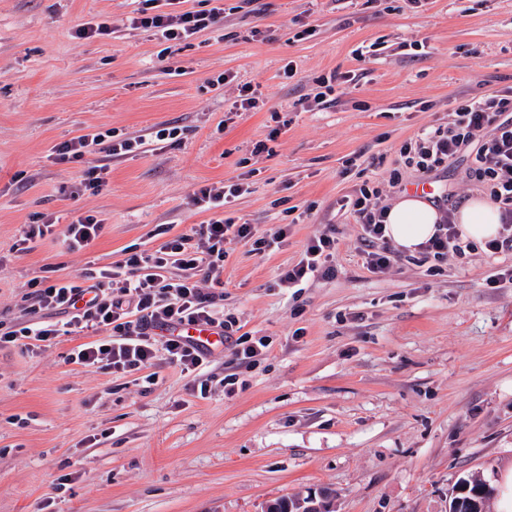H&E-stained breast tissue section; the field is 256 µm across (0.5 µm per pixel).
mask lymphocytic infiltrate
I'll use <instances>...</instances> for the list:
<instances>
[{"label":"lymphocytic infiltrate","instance_id":"obj_1","mask_svg":"<svg viewBox=\"0 0 512 512\" xmlns=\"http://www.w3.org/2000/svg\"><path fill=\"white\" fill-rule=\"evenodd\" d=\"M185 0H139L127 19L132 29L151 33L167 42H184L216 26L224 9L214 6L194 10ZM450 122L424 132L404 143L399 154L405 167L419 179L447 164L468 146H476L474 172L486 195L501 211V231L487 241L489 255L512 253V86L486 100L463 101L451 112ZM140 138H120L112 130L92 131L52 149L55 162L85 165L83 185L98 190L105 186V167L87 166L89 156L104 153L122 156L140 152ZM244 182H218L201 186L192 196L193 205L209 215L192 233L175 236L155 250L134 251L118 262L87 273V282L70 279L34 281L28 297L29 320L0 329V348L19 344L45 343L56 339L60 330L53 317L65 315L68 328L94 333L95 341L77 346L70 362L86 367L102 365L113 372H129L151 366L158 356L181 371L193 373L206 365L210 348L191 337L177 335L183 325H206L224 336H235L233 319L216 308L215 294L205 283L221 284L228 243L250 244L265 252L283 245L288 225L261 233L254 225L238 224L226 218L224 208L232 199L247 193ZM380 190L361 185L346 200L350 214L363 230L367 269L386 273L394 253L385 236L386 209L379 204ZM470 249L455 223L453 211H445L436 231L421 248L425 258L441 262L448 256L466 257ZM336 238L323 233L306 244L303 258L282 272L280 288H297L310 279H331L337 273L334 262Z\"/></svg>","mask_w":512,"mask_h":512}]
</instances>
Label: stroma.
I'll return each mask as SVG.
<instances>
[{
	"instance_id": "stroma-1",
	"label": "stroma",
	"mask_w": 512,
	"mask_h": 512,
	"mask_svg": "<svg viewBox=\"0 0 512 512\" xmlns=\"http://www.w3.org/2000/svg\"><path fill=\"white\" fill-rule=\"evenodd\" d=\"M135 7L0 0V322L23 319L32 279L78 281L157 247L158 229L190 233L205 219L194 191L245 180L227 216L289 225L288 241L228 244L213 291L270 346L246 369L226 342L199 375L162 360L130 373L69 363L86 331L0 350V512H262L324 490L333 512H448L460 479L496 486L512 466V281L489 278L512 255L478 248L436 268L401 251L374 274L341 204L387 186L402 143L456 103L512 86V0H224L223 23L170 45L125 27ZM101 17L111 37L75 38ZM246 83L257 107L225 122ZM170 121L182 140H152ZM107 128L150 142L92 156L108 168L92 192L81 166L49 153ZM474 156L431 175L439 208L483 195ZM84 212L102 233L68 251L61 230ZM46 215L58 234L17 250ZM331 229L336 277L275 287Z\"/></svg>"
}]
</instances>
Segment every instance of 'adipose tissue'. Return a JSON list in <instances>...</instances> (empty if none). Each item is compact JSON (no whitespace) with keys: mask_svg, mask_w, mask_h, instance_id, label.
Masks as SVG:
<instances>
[{"mask_svg":"<svg viewBox=\"0 0 512 512\" xmlns=\"http://www.w3.org/2000/svg\"><path fill=\"white\" fill-rule=\"evenodd\" d=\"M439 219L432 202L406 193L387 211L386 236L398 249L413 253L433 235ZM455 221L464 239L480 245L495 238L500 230L499 209L484 197L471 199L459 208Z\"/></svg>","mask_w":512,"mask_h":512,"instance_id":"adipose-tissue-1","label":"adipose tissue"}]
</instances>
